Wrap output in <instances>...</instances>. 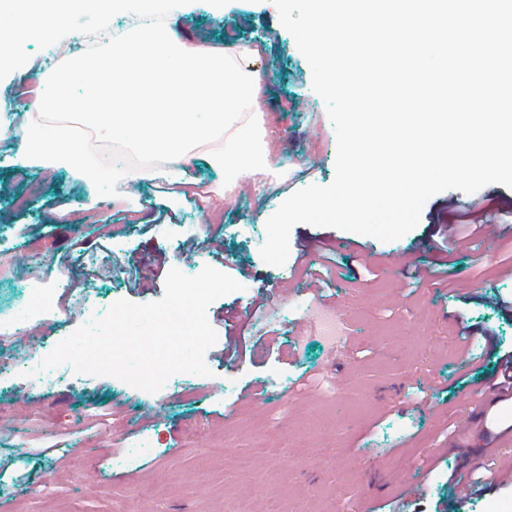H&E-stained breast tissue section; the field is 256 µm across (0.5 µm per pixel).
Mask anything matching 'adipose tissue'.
<instances>
[{
    "instance_id": "1",
    "label": "adipose tissue",
    "mask_w": 512,
    "mask_h": 512,
    "mask_svg": "<svg viewBox=\"0 0 512 512\" xmlns=\"http://www.w3.org/2000/svg\"><path fill=\"white\" fill-rule=\"evenodd\" d=\"M122 6L123 0H17L18 12L0 38L51 46L64 16L88 14L106 24ZM260 54L258 45L240 41L187 46L170 23L157 22L142 7L136 26L106 51L78 54L49 83H37L33 111L1 123L0 142L41 154L64 151L78 179L108 186L121 199L138 183L155 180L181 196L201 146L217 139L221 145L209 158L224 169L225 191L262 186L283 167L275 131L266 123ZM74 73L88 84L80 103L69 93ZM75 113L90 116L93 131L114 148H133L143 165L99 169L87 142L65 123Z\"/></svg>"
}]
</instances>
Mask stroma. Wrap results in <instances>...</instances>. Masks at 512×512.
I'll list each match as a JSON object with an SVG mask.
<instances>
[{
  "label": "stroma",
  "instance_id": "35a3bbf8",
  "mask_svg": "<svg viewBox=\"0 0 512 512\" xmlns=\"http://www.w3.org/2000/svg\"><path fill=\"white\" fill-rule=\"evenodd\" d=\"M190 43H258L267 108L292 174L264 196L217 197L224 171L197 161L183 198L165 186L113 202L77 179L65 158L46 175L29 154L0 146V512H486L512 507V481L460 498L456 480L476 464L512 470V397H487L512 351V235L482 240L441 265L439 228L465 208L511 210L512 188L446 190L418 225L392 242L333 227L294 225L285 265L260 248L281 198L335 178L336 137L312 72L273 0H155ZM23 42L0 65V122L31 110L26 89L48 70ZM77 240L87 249L74 248ZM240 283L214 301L219 340L209 376L176 374L150 393L107 375L59 368L47 387L23 368L84 323L54 313L29 320L25 286L53 288L60 274L106 314L113 300L160 299L168 271L195 255ZM321 273L345 319L341 347L307 322ZM277 306L276 334L251 305ZM249 315L232 360L219 358L226 312ZM35 322L34 337L24 327ZM494 336L469 363L459 323ZM423 472L406 494L398 474Z\"/></svg>",
  "mask_w": 512,
  "mask_h": 512
}]
</instances>
